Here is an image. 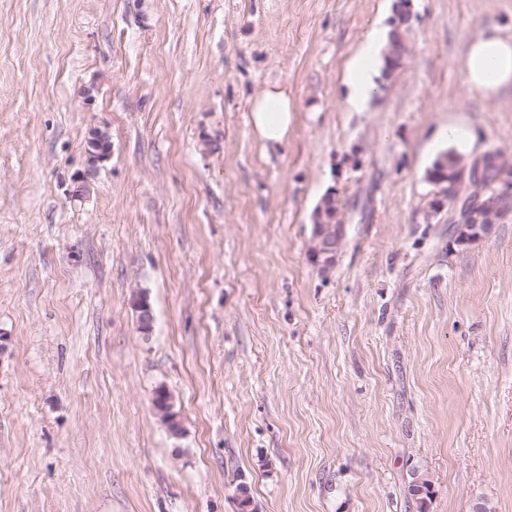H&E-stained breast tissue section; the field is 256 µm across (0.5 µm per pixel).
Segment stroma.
<instances>
[{"label": "stroma", "mask_w": 512, "mask_h": 512, "mask_svg": "<svg viewBox=\"0 0 512 512\" xmlns=\"http://www.w3.org/2000/svg\"><path fill=\"white\" fill-rule=\"evenodd\" d=\"M392 3L0 0V512H240L242 481L257 512H417L416 471L428 512H512V219L460 245L425 217L447 131L512 162V89L457 66L512 0H411L400 67L347 111ZM277 86L268 150L248 102ZM254 133L265 147H276L288 136L295 106L284 88H269L250 103ZM103 138V132L100 130L94 131L89 145L85 152L87 154L88 170L87 173L80 174L74 179L76 189H73L71 196L83 199L90 190V178L96 173V171L111 157V152L103 151L99 146V141ZM343 200L334 192L325 200V223L313 224L312 257L321 267L332 266L339 255L346 233V224L343 217L336 220V215H342ZM407 492L418 512H426L431 496V482L424 474L414 472L408 483Z\"/></svg>", "instance_id": "stroma-1"}]
</instances>
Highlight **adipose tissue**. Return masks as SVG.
Masks as SVG:
<instances>
[{"label": "adipose tissue", "mask_w": 512, "mask_h": 512, "mask_svg": "<svg viewBox=\"0 0 512 512\" xmlns=\"http://www.w3.org/2000/svg\"><path fill=\"white\" fill-rule=\"evenodd\" d=\"M388 42L386 29H376L349 59L343 78L348 109L360 112L368 107L377 90L381 51ZM459 69L466 87L485 96L494 97L512 88V32L489 25L468 37ZM294 112V103L284 88L268 89L251 101V125L264 146L275 147L285 141Z\"/></svg>", "instance_id": "ef3b65f1"}]
</instances>
